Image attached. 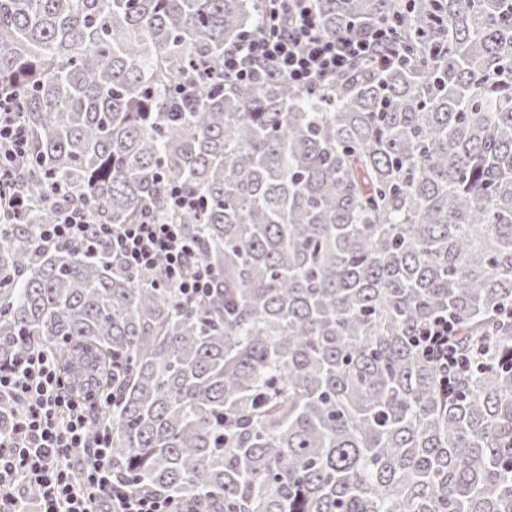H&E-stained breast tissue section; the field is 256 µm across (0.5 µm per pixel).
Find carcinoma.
<instances>
[{"instance_id": "1", "label": "carcinoma", "mask_w": 512, "mask_h": 512, "mask_svg": "<svg viewBox=\"0 0 512 512\" xmlns=\"http://www.w3.org/2000/svg\"><path fill=\"white\" fill-rule=\"evenodd\" d=\"M315 6L329 35L395 21L409 62L241 84L224 49L266 0H0L29 136L0 366L76 358L112 475L195 512H512V0ZM66 203L184 225L213 290L37 246ZM445 311L493 340L452 396L413 340Z\"/></svg>"}]
</instances>
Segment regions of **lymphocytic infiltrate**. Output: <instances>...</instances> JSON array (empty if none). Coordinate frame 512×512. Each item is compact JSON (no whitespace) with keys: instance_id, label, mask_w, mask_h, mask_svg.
Masks as SVG:
<instances>
[{"instance_id":"obj_1","label":"lymphocytic infiltrate","mask_w":512,"mask_h":512,"mask_svg":"<svg viewBox=\"0 0 512 512\" xmlns=\"http://www.w3.org/2000/svg\"><path fill=\"white\" fill-rule=\"evenodd\" d=\"M389 25L362 33L327 35L315 0L273 5L262 28L224 51L225 78L247 84L280 78L310 88L355 63L404 64L391 48ZM28 151L27 129L13 95H0V215H22L27 198L16 186ZM41 247L74 246L85 254H107L141 271H159L183 302L211 287L212 275L197 241L183 225L148 216L137 224H96L88 213L60 207L53 223L39 225ZM456 318L435 316L415 330L423 355L437 368L443 391L454 392L471 367L461 353ZM20 407L8 429L0 428V512H20L26 499L35 512H179L174 498L140 494L112 474V433L93 429L89 409L65 388L56 364L39 351L0 370V401Z\"/></svg>"}]
</instances>
